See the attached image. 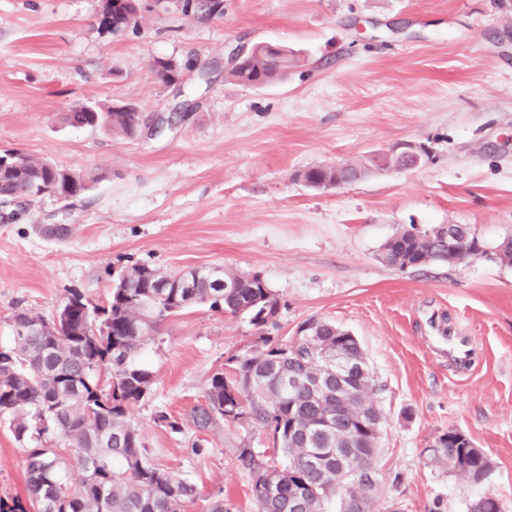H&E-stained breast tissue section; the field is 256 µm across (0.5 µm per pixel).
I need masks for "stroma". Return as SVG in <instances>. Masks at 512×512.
Segmentation results:
<instances>
[{"label":"stroma","instance_id":"obj_1","mask_svg":"<svg viewBox=\"0 0 512 512\" xmlns=\"http://www.w3.org/2000/svg\"><path fill=\"white\" fill-rule=\"evenodd\" d=\"M102 0H0V151L83 172L81 197H44L0 216V349L12 316L52 318L70 292L103 304L117 276L220 266L260 273L279 299L273 324L193 307L166 320L146 362L151 393L130 405L152 461L194 481L186 512L216 496L255 512L240 440L279 461L268 430L199 431L193 409L211 376L258 336L293 335L312 318L360 343L384 421L374 512H468L492 497L512 512V0H224L203 18L177 0H144L137 30L113 34ZM259 41L301 67L252 88L225 79ZM180 67L176 83L158 63ZM130 102L175 122L137 139L74 128L79 102ZM403 142L430 158L327 191L296 178ZM418 225L465 224L485 255L405 270L382 243ZM471 339L465 364L448 351ZM171 422H158L159 414ZM456 430L488 456L473 482L432 465ZM24 449L0 422V497H25Z\"/></svg>","mask_w":512,"mask_h":512}]
</instances>
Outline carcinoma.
I'll use <instances>...</instances> for the list:
<instances>
[{
  "mask_svg": "<svg viewBox=\"0 0 512 512\" xmlns=\"http://www.w3.org/2000/svg\"><path fill=\"white\" fill-rule=\"evenodd\" d=\"M102 23L112 32L136 28L139 20L126 15L121 0H104ZM299 59L281 46L268 43L248 52L228 75L243 86L266 85L288 76ZM157 80L170 85L178 79L174 63L155 71ZM65 119L73 126H98L133 138L142 116L126 103H94V111L76 104ZM400 166L398 155L365 157L340 165H318L302 172L305 180L333 187L341 181L355 183ZM82 173L47 160L25 157L15 172H0V203L19 199L33 204L42 196L74 198L88 190ZM382 262L390 267L427 263H456L448 257V242L437 235L417 237L404 230L380 247ZM131 288L115 286L102 305H92L74 292L59 307L74 317L47 320L26 310L12 322L14 346L0 351V418L8 422L24 444L28 504L18 498H0V512H183L197 497L193 482L150 462L140 435L128 415L129 401L142 400L151 391L154 375L142 361L143 348L156 340L146 331L192 306H206L234 316L246 315L257 328L266 326L278 312V299L258 275L221 267L172 275L147 265ZM221 279L233 288L216 285ZM83 323L96 324L98 334L88 335ZM317 338L286 348L284 341L259 337L241 355L229 359V371L214 374L205 402L194 410V423L203 430L234 422L239 403L248 409L250 423L273 432L274 447L284 457L272 466L250 442L236 446L235 463L253 477L256 512H289L288 502L299 499L302 512H324L334 499L337 512H372L377 494L371 471L378 437L364 428L362 406L377 407L370 374H353L349 386L354 398L341 416V435L314 428L336 401H313L288 387L283 378L308 377L318 370L319 347L339 346L356 364L366 358L356 342L342 335L336 324L318 319ZM472 441L450 431L430 448V462L476 477L471 469L457 467L456 459L471 453ZM354 453L358 475H349L343 456ZM84 472L80 486L70 490L64 478L71 463Z\"/></svg>",
  "mask_w": 512,
  "mask_h": 512,
  "instance_id": "carcinoma-1",
  "label": "carcinoma"
}]
</instances>
